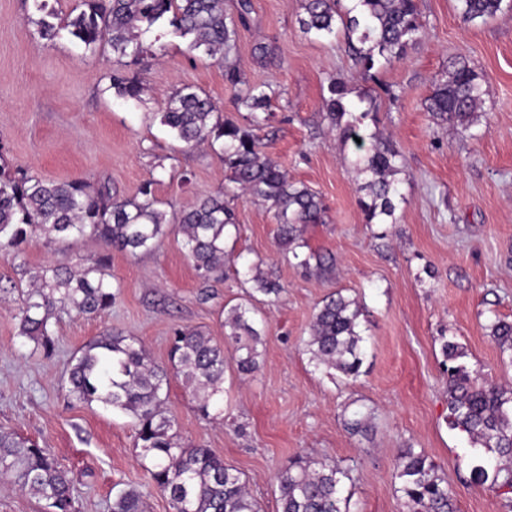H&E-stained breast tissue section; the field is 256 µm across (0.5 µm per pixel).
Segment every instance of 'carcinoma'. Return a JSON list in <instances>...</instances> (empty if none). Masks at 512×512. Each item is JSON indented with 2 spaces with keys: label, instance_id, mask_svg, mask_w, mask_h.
Returning a JSON list of instances; mask_svg holds the SVG:
<instances>
[{
  "label": "carcinoma",
  "instance_id": "cac0c4a2",
  "mask_svg": "<svg viewBox=\"0 0 512 512\" xmlns=\"http://www.w3.org/2000/svg\"><path fill=\"white\" fill-rule=\"evenodd\" d=\"M457 2L468 23L512 7L509 0ZM82 6L64 23L53 22L52 11L36 20L41 37L51 40L67 29L92 52L108 48L118 62L139 64L155 56L140 40L142 32L170 14L172 34L186 40L189 51H200L223 64L227 85L246 86L245 94L238 97L248 110L242 123L223 118L212 98L192 85L174 90L155 117L169 138L186 149L221 143L230 181L273 210L276 236L284 250L304 247L298 242L300 225L323 222L324 205L307 186L289 181L286 171L261 150L258 131L267 117L258 112L270 111L276 92L247 85L241 70L230 62L239 30L249 23L251 0H237L232 14L225 13L224 0H82ZM303 9L299 19L303 32L325 36L343 30L356 64L366 72L403 59L407 48L424 34L419 0H357L347 9L342 8V0H304ZM108 80L106 90H114L118 97L141 99L144 85L138 76L114 69ZM485 94L483 75L465 60L455 59L436 81L426 109L437 120L467 129L477 121ZM348 95L344 81L328 82L327 117L344 139H360V124L367 113L358 112L359 106ZM398 157L393 150L374 147L362 160L360 170L370 176L363 186L370 197L364 203L369 224L394 214L397 190L389 176L396 171ZM173 223L184 236L202 287L223 278L224 241L229 228L237 226V216L222 192L170 216L159 208L151 181L137 195L121 198L107 183L55 181L0 167V251L19 260L20 279L29 284L15 314L19 335L51 358L56 353L53 320L58 315H97L111 308L117 296L108 256L97 257L79 272L64 264L33 267L22 255L34 239L52 246L89 235L136 254L155 250ZM262 264L260 260L248 267L255 290L279 294L280 285L261 272ZM249 313L240 304L224 317V337L236 345L234 362L246 374L259 367L261 343V332ZM364 313L363 305L340 292L325 299L306 341L311 361L347 378L357 377L363 362L359 326ZM489 330L501 353L512 357V321L496 319ZM170 342L167 367L151 360L127 336L107 332L90 340L70 361L69 396L134 419L136 447L142 449L154 486L168 498L173 512H260L239 472L210 448L180 443L173 433L174 422L162 410L172 374L200 397L202 415L218 406L224 392V347L201 331L182 327L172 330ZM443 355L448 360V426L465 433L473 447L466 460L470 481L512 494V389L470 374L459 362L465 353L456 342H446ZM438 470L422 451L407 448L400 453L395 478L407 512H453ZM0 473L10 476L20 489L49 501L53 512H74L69 472L36 441L1 431ZM346 478L347 473L335 465L304 458L288 461L279 477V512H350V498L343 495ZM112 512H141L140 496L133 491L119 495Z\"/></svg>",
  "mask_w": 512,
  "mask_h": 512
}]
</instances>
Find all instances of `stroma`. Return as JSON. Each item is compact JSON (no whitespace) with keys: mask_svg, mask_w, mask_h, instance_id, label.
Wrapping results in <instances>:
<instances>
[{"mask_svg":"<svg viewBox=\"0 0 512 512\" xmlns=\"http://www.w3.org/2000/svg\"><path fill=\"white\" fill-rule=\"evenodd\" d=\"M303 0H252L234 59L249 85L279 91L262 132L263 149L290 181L318 193L324 221L302 227L297 255L284 254L266 205L235 192L218 153L181 150L155 120L171 92L190 84L207 93L225 117L240 119L238 92L224 68L168 22L144 34L157 53L137 66L141 100L108 92L111 51L92 53L60 30L43 39L35 0H0V160L12 170L51 180L109 182L120 196L145 182L167 211L200 198L233 194L239 224L226 237L224 279L202 290L182 238L168 230L160 246L132 255L94 237L52 247L31 242L29 265L54 261L72 269L106 253L120 294L98 316L61 315L58 350L47 359L19 336L17 263L0 253V430L47 448L73 479L75 512H112L126 491L140 494L143 512H173L153 486L134 421L71 399L66 371L88 340L112 331L168 362L171 330L188 327L222 342L225 311L246 301L262 332L260 364L249 375L224 373V410L202 416L181 380L171 379L164 405L180 441L213 449L240 472L261 512H278L279 474L303 456L347 472L351 512H407L394 467L415 448L440 467L455 512H512V500L471 483L461 458L465 434L448 426V383L442 347L460 344L471 374L512 388V357L490 336L495 319L512 320V11L476 23L460 17L457 0H421L425 35L392 66L363 74L344 34L304 33ZM277 47L259 60L257 44ZM464 58L485 78L477 122L452 128L433 119L426 100L450 59ZM346 81L351 100L368 110L363 147L344 140L326 118L330 78ZM398 151L393 218L370 224L358 161L363 148ZM317 255L321 266H300ZM262 260L282 286L253 293L240 273ZM340 292L364 304L363 363L357 379L315 367L305 352L310 324L323 300ZM368 415L361 433L347 429L354 412Z\"/></svg>","mask_w":512,"mask_h":512,"instance_id":"1","label":"stroma"}]
</instances>
